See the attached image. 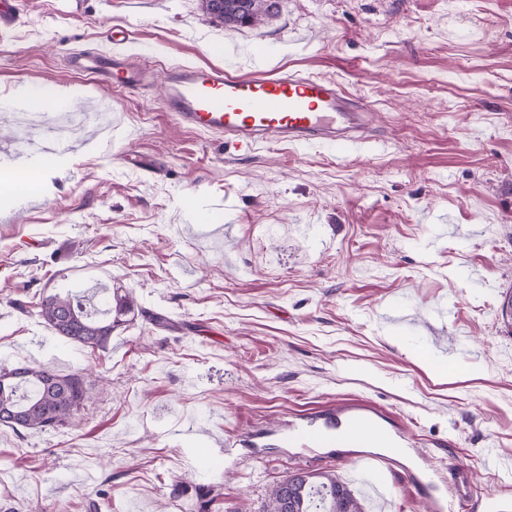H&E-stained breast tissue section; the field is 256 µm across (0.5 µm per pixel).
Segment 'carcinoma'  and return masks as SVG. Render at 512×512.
Instances as JSON below:
<instances>
[{"label": "carcinoma", "mask_w": 512, "mask_h": 512, "mask_svg": "<svg viewBox=\"0 0 512 512\" xmlns=\"http://www.w3.org/2000/svg\"><path fill=\"white\" fill-rule=\"evenodd\" d=\"M201 3L212 20L226 27L262 24L279 9V0ZM132 310L129 298L116 293L105 310V319L69 296L49 295L40 304V315L58 335L92 349L105 347L114 328ZM89 394L79 373L59 374L48 365L0 368V413L16 417L14 422L0 419V424L15 431L55 430L80 409ZM264 512H365V507L335 474L295 472L272 489Z\"/></svg>", "instance_id": "carcinoma-1"}]
</instances>
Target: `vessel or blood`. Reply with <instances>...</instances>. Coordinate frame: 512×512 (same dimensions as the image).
Returning a JSON list of instances; mask_svg holds the SVG:
<instances>
[{
  "label": "vessel or blood",
  "instance_id": "1",
  "mask_svg": "<svg viewBox=\"0 0 512 512\" xmlns=\"http://www.w3.org/2000/svg\"><path fill=\"white\" fill-rule=\"evenodd\" d=\"M71 65L109 83L113 70L125 72V84L149 80L147 67H129L119 56L79 53ZM165 106L184 128L218 135L237 148L249 150L267 143L322 144L348 153L368 142L374 112L352 100L334 80L279 70L232 76L216 67L173 66L166 73ZM350 431L387 437V429L368 410L357 408L301 430L314 445Z\"/></svg>",
  "mask_w": 512,
  "mask_h": 512
}]
</instances>
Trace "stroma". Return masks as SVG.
<instances>
[{
	"label": "stroma",
	"instance_id": "1",
	"mask_svg": "<svg viewBox=\"0 0 512 512\" xmlns=\"http://www.w3.org/2000/svg\"><path fill=\"white\" fill-rule=\"evenodd\" d=\"M0 36V170L13 104L106 105L58 146L35 197L0 204V367L82 372L65 427L0 425V512H261L296 471L361 494L351 443L300 447V417L366 408L391 512H512V0H280L257 26L200 0H17ZM126 33L113 44V27ZM109 51L170 66L291 69L376 114L371 143L242 152L179 126L164 83L104 86L68 64ZM213 226H200L201 218ZM129 295L105 348L47 326V295ZM164 317L157 325L155 317ZM466 497L448 489L453 468Z\"/></svg>",
	"mask_w": 512,
	"mask_h": 512
}]
</instances>
